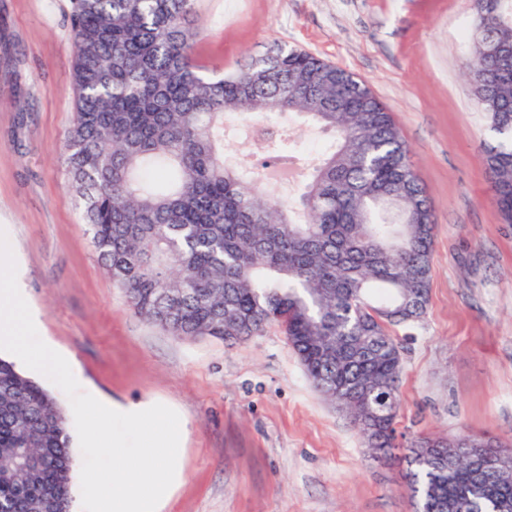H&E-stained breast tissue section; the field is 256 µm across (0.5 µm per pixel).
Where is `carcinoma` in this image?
Returning a JSON list of instances; mask_svg holds the SVG:
<instances>
[{
	"instance_id": "carcinoma-1",
	"label": "carcinoma",
	"mask_w": 512,
	"mask_h": 512,
	"mask_svg": "<svg viewBox=\"0 0 512 512\" xmlns=\"http://www.w3.org/2000/svg\"><path fill=\"white\" fill-rule=\"evenodd\" d=\"M465 73L490 115L485 168L512 224V0H472ZM195 0H72L75 118L61 157L80 190L97 257L144 320L174 336L236 341L275 323L317 389L349 412L371 456L395 449L401 346L389 326L429 301L434 217L391 112L347 71L278 45L239 70L197 62ZM298 74L303 86L291 77ZM272 112L312 120L333 142L292 202L276 195L290 142L244 167L224 121ZM69 421L53 396L0 360V512H69ZM416 512H512V457L490 488L481 457L406 441Z\"/></svg>"
}]
</instances>
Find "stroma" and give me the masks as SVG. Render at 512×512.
<instances>
[{
	"label": "stroma",
	"mask_w": 512,
	"mask_h": 512,
	"mask_svg": "<svg viewBox=\"0 0 512 512\" xmlns=\"http://www.w3.org/2000/svg\"><path fill=\"white\" fill-rule=\"evenodd\" d=\"M198 61L223 73L274 45L351 73L389 109L435 219L430 300L394 327L396 429L512 451V224L483 162L496 137L464 75L470 0H196ZM69 0H0V230L41 337L81 389L148 398L184 423L183 478L159 512H414L405 468L372 460L278 325L235 344L178 337L135 313L98 262L60 157L74 119ZM299 168L330 137L274 115Z\"/></svg>",
	"instance_id": "obj_1"
}]
</instances>
